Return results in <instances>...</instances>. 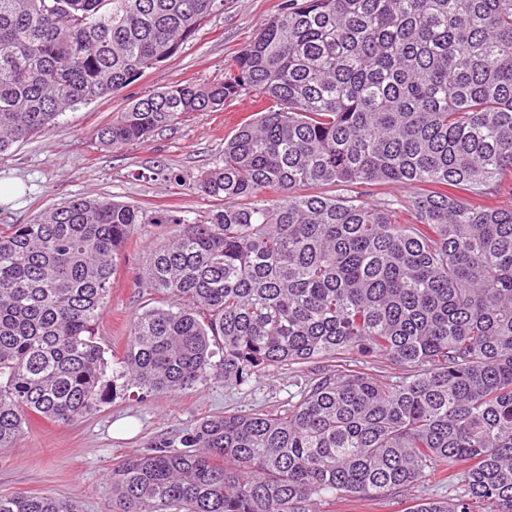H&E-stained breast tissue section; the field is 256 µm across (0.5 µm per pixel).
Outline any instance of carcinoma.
<instances>
[{"label":"carcinoma","mask_w":512,"mask_h":512,"mask_svg":"<svg viewBox=\"0 0 512 512\" xmlns=\"http://www.w3.org/2000/svg\"><path fill=\"white\" fill-rule=\"evenodd\" d=\"M222 10L0 0V154L126 88ZM241 96L275 108L193 180L222 209L190 221L86 196L0 225V452L32 419L96 404L112 276L138 225L170 224L146 282L165 304L129 323L115 377L147 397L318 373L283 410L154 437L112 468L113 512H308L443 472L463 493L403 512H512V207L495 202L512 198V0H283L224 77L133 100L96 137L142 144ZM375 184L413 190L411 223L395 222L399 199L365 198ZM0 512L81 510L17 491Z\"/></svg>","instance_id":"1"}]
</instances>
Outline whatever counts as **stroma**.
<instances>
[{
    "label": "stroma",
    "instance_id": "stroma-1",
    "mask_svg": "<svg viewBox=\"0 0 512 512\" xmlns=\"http://www.w3.org/2000/svg\"><path fill=\"white\" fill-rule=\"evenodd\" d=\"M282 0H224V10L169 60L147 69L130 86L93 103L63 112L47 131L0 156V181H21L23 196L0 204V224H28L45 208L74 197L106 198L147 210H177L194 220L223 206L191 189L202 171L221 164L224 141L255 113L250 98L226 103L220 112H192L155 131L149 141L121 149L97 142L96 130L132 100L187 80L207 83L254 37ZM162 163L173 179H137V172ZM167 224H141L112 278L97 338L106 354H122L127 325L142 311L161 305L160 295L139 287L150 246L162 243ZM306 373L265 372L241 387L201 383L175 394L138 397L113 390L103 377L100 400L69 425L33 421L12 451L0 455V494L18 489L51 491L80 501L83 512H112L111 474L123 457L143 451L151 438L181 434L200 419L232 410H271L296 400Z\"/></svg>",
    "mask_w": 512,
    "mask_h": 512
}]
</instances>
